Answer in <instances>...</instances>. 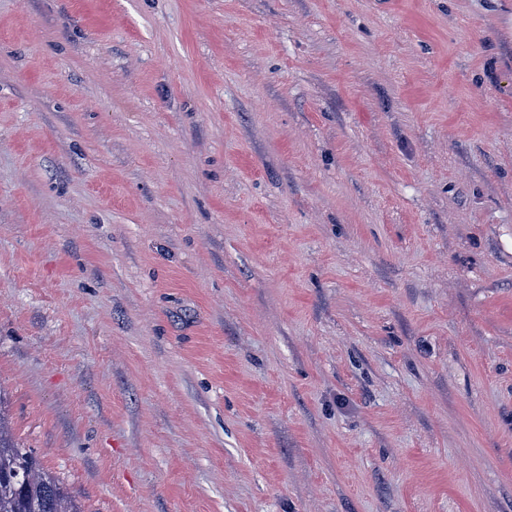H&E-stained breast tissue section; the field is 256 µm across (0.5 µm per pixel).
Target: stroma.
I'll return each mask as SVG.
<instances>
[{
  "label": "stroma",
  "instance_id": "1",
  "mask_svg": "<svg viewBox=\"0 0 512 512\" xmlns=\"http://www.w3.org/2000/svg\"><path fill=\"white\" fill-rule=\"evenodd\" d=\"M0 390L83 512H512V0H0Z\"/></svg>",
  "mask_w": 512,
  "mask_h": 512
}]
</instances>
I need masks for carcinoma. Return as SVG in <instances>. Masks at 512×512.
I'll use <instances>...</instances> for the list:
<instances>
[{
  "label": "carcinoma",
  "mask_w": 512,
  "mask_h": 512,
  "mask_svg": "<svg viewBox=\"0 0 512 512\" xmlns=\"http://www.w3.org/2000/svg\"><path fill=\"white\" fill-rule=\"evenodd\" d=\"M0 512H82L59 478L15 440L1 397Z\"/></svg>",
  "instance_id": "carcinoma-1"
}]
</instances>
